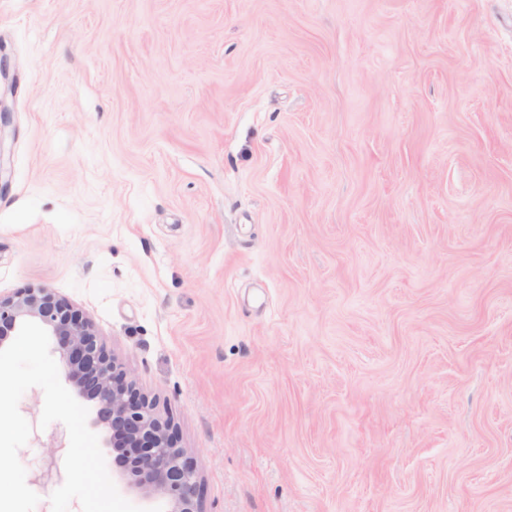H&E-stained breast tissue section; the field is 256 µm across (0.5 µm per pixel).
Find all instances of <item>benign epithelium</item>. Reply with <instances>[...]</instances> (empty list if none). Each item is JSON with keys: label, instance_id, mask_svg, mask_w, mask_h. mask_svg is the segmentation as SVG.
Here are the masks:
<instances>
[{"label": "benign epithelium", "instance_id": "7a95c632", "mask_svg": "<svg viewBox=\"0 0 512 512\" xmlns=\"http://www.w3.org/2000/svg\"><path fill=\"white\" fill-rule=\"evenodd\" d=\"M25 321L39 324L56 341L66 379L78 398L93 403L92 425L107 433L106 444L129 487L165 499L169 512H203L197 464L177 447L171 420L100 342L92 319L49 288L0 296V346Z\"/></svg>", "mask_w": 512, "mask_h": 512}]
</instances>
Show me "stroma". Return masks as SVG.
Instances as JSON below:
<instances>
[{
    "label": "stroma",
    "instance_id": "35a3bbf8",
    "mask_svg": "<svg viewBox=\"0 0 512 512\" xmlns=\"http://www.w3.org/2000/svg\"><path fill=\"white\" fill-rule=\"evenodd\" d=\"M0 60V294L92 316L205 512H512V0H0Z\"/></svg>",
    "mask_w": 512,
    "mask_h": 512
}]
</instances>
